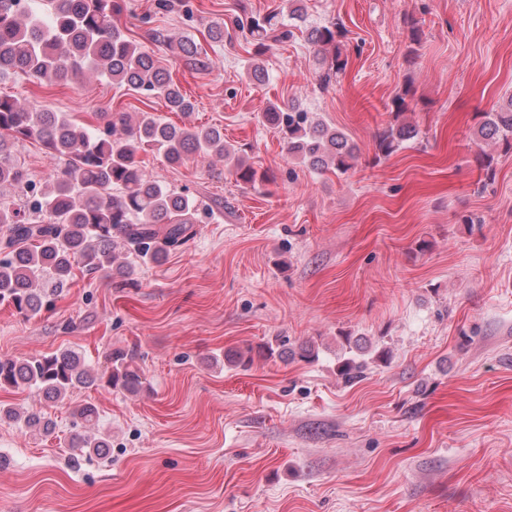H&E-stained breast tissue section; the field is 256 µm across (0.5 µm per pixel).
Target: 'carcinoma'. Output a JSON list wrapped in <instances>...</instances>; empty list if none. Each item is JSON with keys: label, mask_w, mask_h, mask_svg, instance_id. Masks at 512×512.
Segmentation results:
<instances>
[{"label": "carcinoma", "mask_w": 512, "mask_h": 512, "mask_svg": "<svg viewBox=\"0 0 512 512\" xmlns=\"http://www.w3.org/2000/svg\"><path fill=\"white\" fill-rule=\"evenodd\" d=\"M121 2L40 0L36 10L25 11L21 0H0V79L20 71L41 84H68L95 71L114 85L162 100L171 112H193L195 104L168 72L112 23ZM248 33L255 45L248 76L264 83L268 74L260 55L267 42L286 40L293 31L280 14L270 12L250 18ZM339 36L334 24L307 30L325 83L345 66ZM264 118L280 129L287 153L309 167L340 173L353 167L357 152L347 136L298 106L283 110L272 104ZM100 119L104 127L92 130L61 112L0 96V189L24 193L30 186L27 174L12 159L14 142L33 140L61 161L50 187L41 191L37 209L24 213L0 206V304L23 316L50 307L70 285L76 268L128 280L134 264L125 254L158 263L189 241L198 223V205L152 179L141 164L142 153L155 150L176 166L196 154L214 155L234 162L236 182L252 187L266 182L265 174L224 145L222 128L176 125L148 111L134 119L124 112H103ZM416 135L405 122L391 125L379 135L377 150L388 156ZM475 137L487 145L512 147V103L480 123ZM284 354L271 343L248 345L230 362L247 368L257 359ZM105 358L111 364L105 377L72 347L23 359L0 358V389H30L44 401L56 402L78 388L109 387L130 394L145 388L135 353L115 350ZM339 373L351 383L361 377L362 364L349 357ZM75 417L83 432L71 437L70 453L80 461L107 454L111 440L97 431L96 406H79ZM2 420L21 422L39 435L55 433L53 422L35 411L22 413L0 405Z\"/></svg>", "instance_id": "obj_1"}]
</instances>
